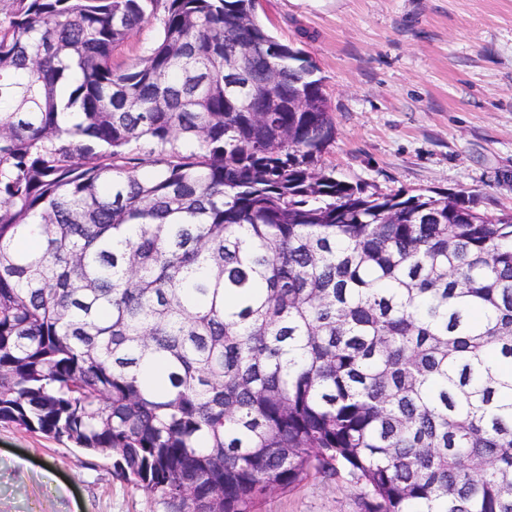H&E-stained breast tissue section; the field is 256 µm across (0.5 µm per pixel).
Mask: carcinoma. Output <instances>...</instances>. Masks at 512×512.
<instances>
[{
	"instance_id": "obj_1",
	"label": "carcinoma",
	"mask_w": 512,
	"mask_h": 512,
	"mask_svg": "<svg viewBox=\"0 0 512 512\" xmlns=\"http://www.w3.org/2000/svg\"><path fill=\"white\" fill-rule=\"evenodd\" d=\"M300 53L256 0H5L0 420L172 512L313 474L361 512H512V209L322 169ZM157 32L158 26L155 22L144 24L137 33H134L122 46L117 48L114 53L115 59L120 62H133L153 43Z\"/></svg>"
}]
</instances>
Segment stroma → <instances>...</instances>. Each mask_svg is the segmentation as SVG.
<instances>
[{"mask_svg":"<svg viewBox=\"0 0 512 512\" xmlns=\"http://www.w3.org/2000/svg\"><path fill=\"white\" fill-rule=\"evenodd\" d=\"M323 79L336 138L323 156L367 192L480 194L512 206V0H259ZM0 512H171L113 460L0 422ZM259 512H360L315 475Z\"/></svg>","mask_w":512,"mask_h":512,"instance_id":"stroma-1","label":"stroma"}]
</instances>
